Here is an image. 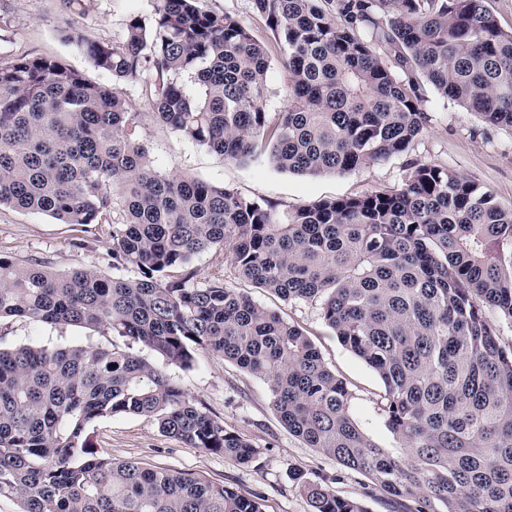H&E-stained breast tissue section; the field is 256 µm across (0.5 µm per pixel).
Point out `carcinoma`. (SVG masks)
<instances>
[{
	"mask_svg": "<svg viewBox=\"0 0 512 512\" xmlns=\"http://www.w3.org/2000/svg\"><path fill=\"white\" fill-rule=\"evenodd\" d=\"M333 2L330 16L319 0H251L286 58L289 106L276 120L267 49L201 0H156L119 43L61 29L110 86L53 58L0 64V207L109 225L116 270L61 274L0 255V318L125 342L0 348V497L22 512H265L223 484L86 448L93 421L133 414L190 448L243 464L256 454L142 349L182 369L204 349L262 379L290 434L405 512H512V348L498 341V321L512 322V208L413 163L399 189L281 211L158 169L141 113L117 90L149 73L155 121L231 161L267 149L294 174L406 152L427 121L423 81L512 128V32L484 0ZM203 253L224 268L201 281ZM226 268L285 302L319 303L380 377L397 447L372 442L308 335L228 286ZM294 480L310 512H368L302 472Z\"/></svg>",
	"mask_w": 512,
	"mask_h": 512,
	"instance_id": "cac0c4a2",
	"label": "carcinoma"
}]
</instances>
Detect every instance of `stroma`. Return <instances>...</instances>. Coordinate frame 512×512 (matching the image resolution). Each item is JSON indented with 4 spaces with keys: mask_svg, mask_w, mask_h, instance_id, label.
Returning <instances> with one entry per match:
<instances>
[{
    "mask_svg": "<svg viewBox=\"0 0 512 512\" xmlns=\"http://www.w3.org/2000/svg\"><path fill=\"white\" fill-rule=\"evenodd\" d=\"M154 6V0H84L70 12L62 0H0V62L21 56L56 58L90 81L111 84V74L95 68L75 44L63 40L60 26L68 22L81 33L112 43L123 38L131 18L151 17ZM203 6L237 18L267 46L269 95L265 108L271 117H278L288 108L287 71L285 57L264 18L252 10L250 0H203ZM150 83L146 76L121 83L119 89L132 111L144 113L141 135L163 171L189 175L290 210L319 200L400 188L411 163L428 162L492 190L500 204L512 206V129L486 125L476 113L444 98L431 85L423 87L428 124L406 153L343 175H309L279 171L264 154L238 163L185 141L148 118ZM111 249L107 225L64 224L44 214L0 207V254L20 264L38 261L61 273L88 268L109 276L113 273ZM226 281L302 327L328 366L346 381L352 393L351 412L365 434L380 447H394L378 408L383 393L379 376L323 324L315 304L284 302L231 274ZM99 339L98 333L72 325H43L19 317L0 319L2 349L80 345ZM167 372L209 414L254 445L257 453L251 462L243 464L230 456L186 447L163 435L154 419L131 414L92 423L86 431L89 447L116 460L195 473L260 498L266 512H310L292 479L296 471L330 487L338 496L361 501L368 512H400L384 494L371 491L366 478L341 470L291 435L279 421L263 380L206 350L197 353L193 368L171 366Z\"/></svg>",
    "mask_w": 512,
    "mask_h": 512,
    "instance_id": "stroma-1",
    "label": "stroma"
}]
</instances>
